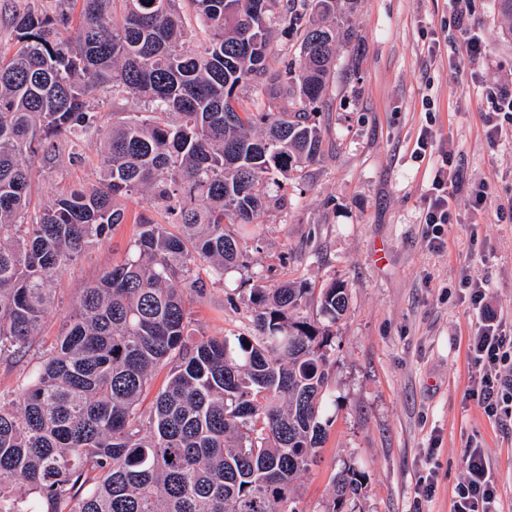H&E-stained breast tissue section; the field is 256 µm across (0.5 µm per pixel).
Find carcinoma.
Returning a JSON list of instances; mask_svg holds the SVG:
<instances>
[{
    "label": "carcinoma",
    "mask_w": 512,
    "mask_h": 512,
    "mask_svg": "<svg viewBox=\"0 0 512 512\" xmlns=\"http://www.w3.org/2000/svg\"><path fill=\"white\" fill-rule=\"evenodd\" d=\"M58 2L51 16L19 0L15 43L0 50V356L29 351L54 277L128 223L130 198L177 232L134 217L126 259L83 288L19 400L0 401V512H302L348 288L320 289L315 323L299 316L308 289L257 285L258 334L233 344L192 338L187 303L206 287L197 262L215 283L239 265L242 236L263 223L258 186L320 159L318 114L356 0ZM274 26L296 36L294 57L271 59ZM246 87L253 110L241 112ZM101 88L143 111L103 134L97 184L30 213L32 159L59 161V136L97 129ZM162 366L167 383L144 412ZM361 490L341 470L328 512Z\"/></svg>",
    "instance_id": "obj_1"
}]
</instances>
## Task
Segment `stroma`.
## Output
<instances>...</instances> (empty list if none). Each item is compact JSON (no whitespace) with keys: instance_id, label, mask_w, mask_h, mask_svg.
<instances>
[{"instance_id":"obj_1","label":"stroma","mask_w":512,"mask_h":512,"mask_svg":"<svg viewBox=\"0 0 512 512\" xmlns=\"http://www.w3.org/2000/svg\"><path fill=\"white\" fill-rule=\"evenodd\" d=\"M466 5L487 48L475 62L449 0H358L319 115L320 162L290 176L260 237L244 240L243 266L188 304L195 334L250 336L254 283L347 284L349 308L329 349L333 402L317 462L300 480L302 512H328L348 466L364 484L353 512H453L470 444L489 460L500 512H512V418L487 416L476 397L467 341L481 318L462 286L486 288V305L512 332V135L492 137L485 122L499 89H512V27L497 0ZM426 128L435 142L421 155ZM73 148L83 160L66 170L36 161L35 201L98 181V137L60 139L61 154ZM447 156L458 190L434 243L423 200ZM135 231L121 225L55 277L57 300L34 348L0 358V399L18 398L82 289L126 258Z\"/></svg>"}]
</instances>
